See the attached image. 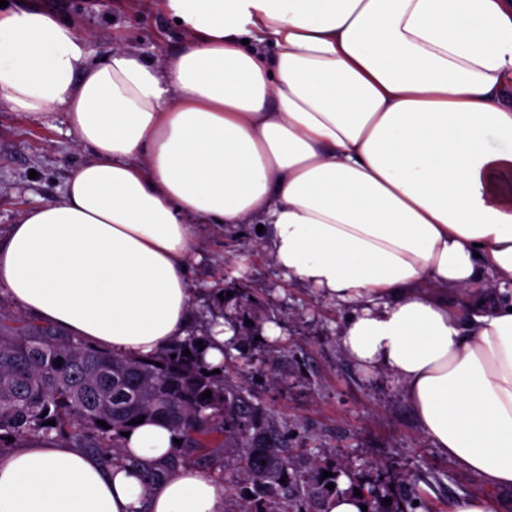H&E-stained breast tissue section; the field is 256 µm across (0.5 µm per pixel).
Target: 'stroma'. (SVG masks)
<instances>
[{
	"mask_svg": "<svg viewBox=\"0 0 512 512\" xmlns=\"http://www.w3.org/2000/svg\"><path fill=\"white\" fill-rule=\"evenodd\" d=\"M8 6H38L78 20L95 60L118 43L156 58L177 53L184 41L157 0H140L131 10L120 0H8ZM85 158L61 113L35 119L1 105L0 236L23 208L59 197ZM253 237L247 227L199 225L189 262L192 312L205 332L224 310L219 282L241 280L250 320L279 327L276 337L247 340L225 366L276 426L288 428L287 451L298 466L312 475L322 465L338 469L339 488L357 479L375 485L384 499L411 490L416 512H448L463 494L488 495L499 512H512V493L488 490L430 446L389 375L362 371L345 358L337 342L344 310L284 279L270 254L253 247Z\"/></svg>",
	"mask_w": 512,
	"mask_h": 512,
	"instance_id": "35a3bbf8",
	"label": "stroma"
}]
</instances>
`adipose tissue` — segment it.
Listing matches in <instances>:
<instances>
[{
  "mask_svg": "<svg viewBox=\"0 0 512 512\" xmlns=\"http://www.w3.org/2000/svg\"><path fill=\"white\" fill-rule=\"evenodd\" d=\"M181 52L90 60L76 24L0 10V104L87 152L0 240V290L88 345L151 357L193 325L197 225L262 226L280 273L348 309L442 456L512 487V0H159ZM145 423L124 459L0 455V512H224Z\"/></svg>",
  "mask_w": 512,
  "mask_h": 512,
  "instance_id": "obj_1",
  "label": "adipose tissue"
}]
</instances>
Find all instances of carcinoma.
<instances>
[{
	"instance_id": "carcinoma-1",
	"label": "carcinoma",
	"mask_w": 512,
	"mask_h": 512,
	"mask_svg": "<svg viewBox=\"0 0 512 512\" xmlns=\"http://www.w3.org/2000/svg\"><path fill=\"white\" fill-rule=\"evenodd\" d=\"M199 340L187 336L160 355L136 359L94 349L48 325L0 315V450L31 438L67 437L108 464L120 457L121 433L143 416L165 422L182 440V451L152 472L154 479L208 447L213 435L223 436L222 448H236L232 456L211 458L216 468L244 474L224 512H287L279 499L294 487L310 503L327 500L326 485L338 475L320 482L307 477L248 389L224 381L203 361ZM186 348L188 356L182 354ZM207 390L212 397L204 399Z\"/></svg>"
}]
</instances>
